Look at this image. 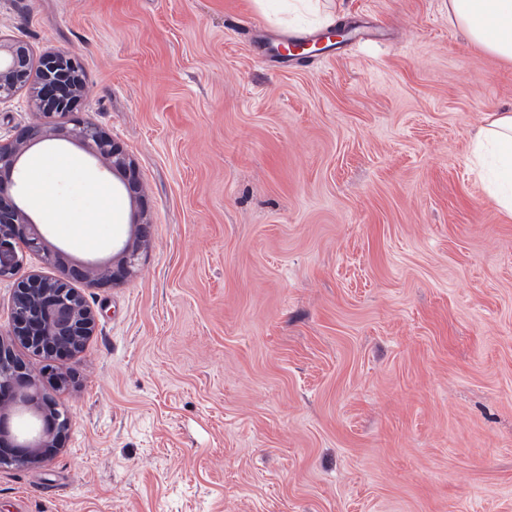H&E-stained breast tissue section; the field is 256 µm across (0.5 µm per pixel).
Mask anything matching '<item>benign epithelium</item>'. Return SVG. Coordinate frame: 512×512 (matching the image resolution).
<instances>
[{"label":"benign epithelium","mask_w":512,"mask_h":512,"mask_svg":"<svg viewBox=\"0 0 512 512\" xmlns=\"http://www.w3.org/2000/svg\"><path fill=\"white\" fill-rule=\"evenodd\" d=\"M30 95L27 125L11 139H0V277L16 274L21 266L17 244L24 250L58 260L61 252L51 251L37 224L21 203V190L12 179L22 156L34 145L53 137L77 143L103 166L121 176L127 195L140 202L145 186L130 156L99 127L75 119L72 127L57 126L53 119L69 112L72 98L88 93L78 58L65 51H51L34 57L32 47L21 39L0 37V103L17 92ZM151 224L135 222L133 243L125 244L112 266L77 265L61 275L46 278L32 274L18 281L12 296V330L0 336V464L23 462L25 456L48 446L49 431L37 438L17 435L11 417L42 410L53 413L56 426L66 430L70 420L51 397L39 392L37 372L17 359L11 340L35 353L79 352L93 335L96 316L71 282L112 281L130 278L136 269L139 244L150 236Z\"/></svg>","instance_id":"1"}]
</instances>
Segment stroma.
Here are the masks:
<instances>
[{"label":"stroma","instance_id":"obj_1","mask_svg":"<svg viewBox=\"0 0 512 512\" xmlns=\"http://www.w3.org/2000/svg\"><path fill=\"white\" fill-rule=\"evenodd\" d=\"M0 0V37L68 50L75 107L120 142L133 204L77 144L54 203L111 263L76 282L97 327L75 356L14 352L71 416L43 458L0 465V512H512V216L470 163L512 64L448 0Z\"/></svg>","mask_w":512,"mask_h":512}]
</instances>
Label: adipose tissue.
Segmentation results:
<instances>
[{"instance_id":"ef3b65f1","label":"adipose tissue","mask_w":512,"mask_h":512,"mask_svg":"<svg viewBox=\"0 0 512 512\" xmlns=\"http://www.w3.org/2000/svg\"><path fill=\"white\" fill-rule=\"evenodd\" d=\"M448 19L486 53L512 63V0H448ZM471 153L478 163H492L488 194L512 215V111L486 116Z\"/></svg>"}]
</instances>
